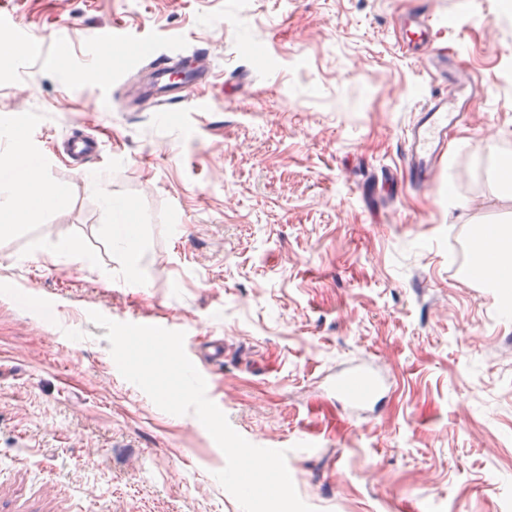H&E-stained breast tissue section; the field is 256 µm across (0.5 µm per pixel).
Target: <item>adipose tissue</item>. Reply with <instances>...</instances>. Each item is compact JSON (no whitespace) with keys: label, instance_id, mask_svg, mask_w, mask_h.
<instances>
[{"label":"adipose tissue","instance_id":"obj_1","mask_svg":"<svg viewBox=\"0 0 512 512\" xmlns=\"http://www.w3.org/2000/svg\"><path fill=\"white\" fill-rule=\"evenodd\" d=\"M104 209L113 216L110 232L112 247L121 253L125 275L138 279L140 266V228L129 223L124 202L111 194L101 196ZM59 200L56 185L44 178L31 159V149L24 137L14 138L9 150L0 158V230L13 229L22 216L53 208Z\"/></svg>","mask_w":512,"mask_h":512}]
</instances>
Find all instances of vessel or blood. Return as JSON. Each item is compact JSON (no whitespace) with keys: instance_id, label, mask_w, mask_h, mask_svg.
Listing matches in <instances>:
<instances>
[{"instance_id":"vessel-or-blood-1","label":"vessel or blood","mask_w":512,"mask_h":512,"mask_svg":"<svg viewBox=\"0 0 512 512\" xmlns=\"http://www.w3.org/2000/svg\"><path fill=\"white\" fill-rule=\"evenodd\" d=\"M438 21L427 9L414 7L401 15L400 40L410 54L426 49L422 59L428 69L447 64L448 54L436 42ZM193 55L201 65L195 72H187L181 59L159 56L151 61L146 71L148 80L143 97L151 103L175 108L189 99L197 86L208 83L213 72L205 67L209 55L206 47L194 48ZM481 98L480 82L466 67H459L450 92H434L422 101L405 131V172L409 181L421 187L432 184L436 163L443 155L448 134L462 120L464 113L472 111ZM63 151L71 162L82 164L98 152L96 141L88 135L71 134L62 140ZM187 355L208 363L224 360L226 348L223 337L211 336L196 345L185 343ZM385 386L384 378L374 367L363 362L346 365L333 371L326 386L329 394L354 411H362L376 402Z\"/></svg>"}]
</instances>
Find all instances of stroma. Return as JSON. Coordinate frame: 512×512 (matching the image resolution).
<instances>
[{
    "label": "stroma",
    "instance_id": "stroma-1",
    "mask_svg": "<svg viewBox=\"0 0 512 512\" xmlns=\"http://www.w3.org/2000/svg\"><path fill=\"white\" fill-rule=\"evenodd\" d=\"M404 2L0 0V148L24 136L60 189L0 235V512H242L222 450L121 376L92 310L223 335L209 399L288 450L315 512H512V308L466 276L479 227L512 215L490 178L512 156V0H427L483 92L430 188L403 179V137L445 83L401 51ZM200 43L212 84L130 105L141 68ZM77 124L101 152L74 167L56 148ZM103 190L143 228L145 286ZM58 241L92 264H48ZM359 360L389 380L363 415L324 390ZM103 208L113 216L115 222L122 224L110 225V236L113 250L122 254L126 278L133 281L138 279L140 266V227L130 224L124 202L112 194L103 193L100 195Z\"/></svg>",
    "mask_w": 512,
    "mask_h": 512
}]
</instances>
